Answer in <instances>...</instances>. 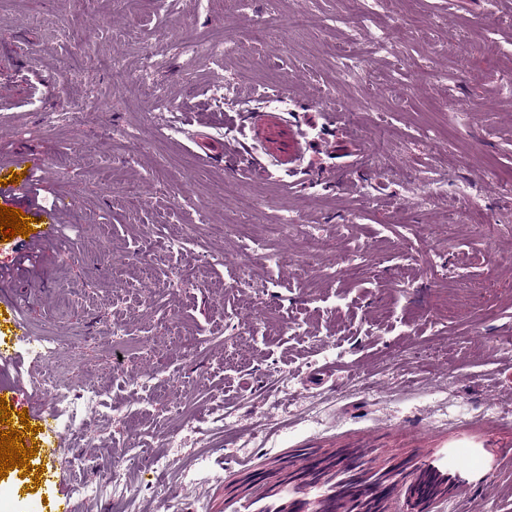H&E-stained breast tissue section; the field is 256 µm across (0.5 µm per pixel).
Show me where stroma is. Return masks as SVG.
Masks as SVG:
<instances>
[{"mask_svg": "<svg viewBox=\"0 0 512 512\" xmlns=\"http://www.w3.org/2000/svg\"><path fill=\"white\" fill-rule=\"evenodd\" d=\"M278 6L324 25L252 39L269 0H0V168L28 171L56 224L32 267L0 240V321L29 329L0 395L32 417L45 370L102 388V438L57 449L84 463L54 479L71 512H252L225 485L305 448L431 462L456 477L437 512H512V0ZM222 32L227 59L207 60ZM272 90L288 111L259 106ZM273 223L315 234L319 259ZM130 456L132 499L75 495Z\"/></svg>", "mask_w": 512, "mask_h": 512, "instance_id": "obj_1", "label": "stroma"}]
</instances>
